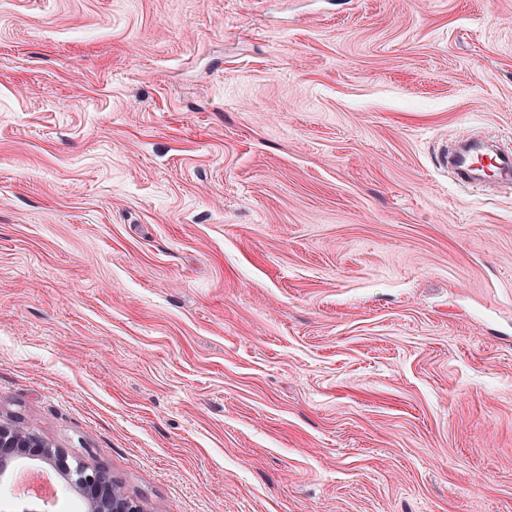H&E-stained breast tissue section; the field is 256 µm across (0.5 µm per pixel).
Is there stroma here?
<instances>
[{"mask_svg":"<svg viewBox=\"0 0 512 512\" xmlns=\"http://www.w3.org/2000/svg\"><path fill=\"white\" fill-rule=\"evenodd\" d=\"M512 0H0V419L145 512H512ZM495 160L493 161L492 158L484 157L483 154H476L471 155L467 157H463L461 159V168L463 172L465 171H471L475 167L478 169L480 167L482 168H489L491 166H495L497 169H499L502 172H506L507 174L511 175V168H512V162H511V155H500L497 154L495 157Z\"/></svg>","mask_w":512,"mask_h":512,"instance_id":"stroma-1","label":"stroma"}]
</instances>
